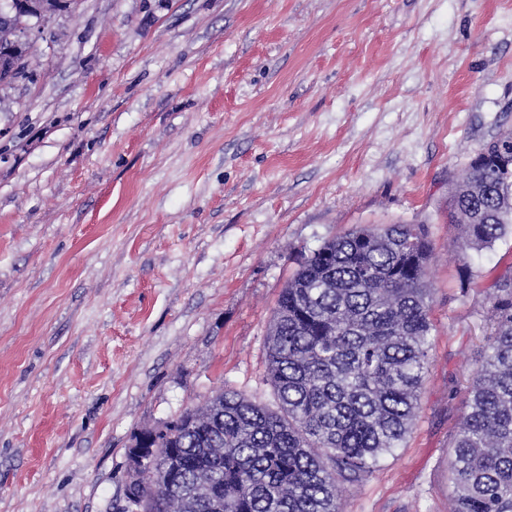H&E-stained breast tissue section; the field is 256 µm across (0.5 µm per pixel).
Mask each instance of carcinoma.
I'll return each mask as SVG.
<instances>
[{"instance_id": "obj_1", "label": "carcinoma", "mask_w": 512, "mask_h": 512, "mask_svg": "<svg viewBox=\"0 0 512 512\" xmlns=\"http://www.w3.org/2000/svg\"><path fill=\"white\" fill-rule=\"evenodd\" d=\"M448 223L461 257L512 227V174L469 164ZM432 250L416 224L360 226L303 256L273 312L274 405L222 390L171 420L134 470L139 512H344L338 481L371 474L412 431L430 366ZM493 324L448 455L450 512H512V279L494 284ZM210 473L199 506L194 482Z\"/></svg>"}]
</instances>
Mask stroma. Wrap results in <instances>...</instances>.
<instances>
[{
	"mask_svg": "<svg viewBox=\"0 0 512 512\" xmlns=\"http://www.w3.org/2000/svg\"><path fill=\"white\" fill-rule=\"evenodd\" d=\"M512 128V0H75L0 85V512H123L128 451L232 389L272 403L298 259L424 225L415 424L344 512H448L512 230L460 263L455 181ZM469 265V288L460 268Z\"/></svg>",
	"mask_w": 512,
	"mask_h": 512,
	"instance_id": "35a3bbf8",
	"label": "stroma"
}]
</instances>
